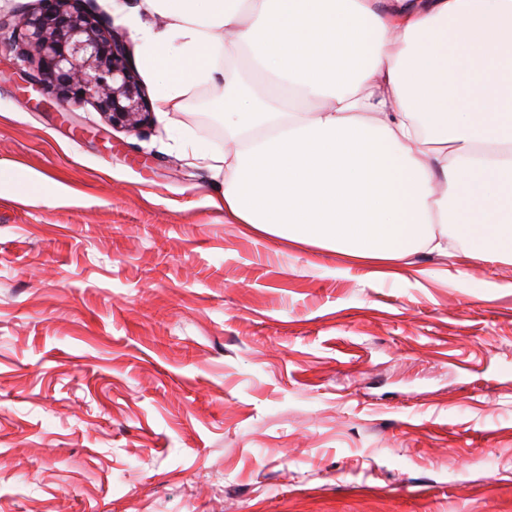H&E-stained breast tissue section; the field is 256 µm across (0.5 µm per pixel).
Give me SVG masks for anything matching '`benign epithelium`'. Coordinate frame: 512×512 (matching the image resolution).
I'll list each match as a JSON object with an SVG mask.
<instances>
[{"mask_svg": "<svg viewBox=\"0 0 512 512\" xmlns=\"http://www.w3.org/2000/svg\"><path fill=\"white\" fill-rule=\"evenodd\" d=\"M33 12L0 18L30 80L66 103L92 102L114 126L136 131L151 112L124 37L106 29L75 0H40Z\"/></svg>", "mask_w": 512, "mask_h": 512, "instance_id": "obj_1", "label": "benign epithelium"}]
</instances>
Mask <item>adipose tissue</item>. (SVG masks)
<instances>
[{
  "label": "adipose tissue",
  "mask_w": 512,
  "mask_h": 512,
  "mask_svg": "<svg viewBox=\"0 0 512 512\" xmlns=\"http://www.w3.org/2000/svg\"><path fill=\"white\" fill-rule=\"evenodd\" d=\"M159 111L223 85L234 151H195L230 178L213 206L258 235L391 267L443 249L434 225L512 261V0H142ZM354 36L358 59L310 71L267 32ZM248 55L272 86L224 83Z\"/></svg>",
  "instance_id": "ef3b65f1"
}]
</instances>
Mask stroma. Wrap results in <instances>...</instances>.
Wrapping results in <instances>:
<instances>
[{
  "label": "stroma",
  "mask_w": 512,
  "mask_h": 512,
  "mask_svg": "<svg viewBox=\"0 0 512 512\" xmlns=\"http://www.w3.org/2000/svg\"><path fill=\"white\" fill-rule=\"evenodd\" d=\"M138 5L80 2L137 59ZM26 71L1 41L0 512H512V265L252 234L191 157L223 86L128 131Z\"/></svg>",
  "instance_id": "1"
}]
</instances>
